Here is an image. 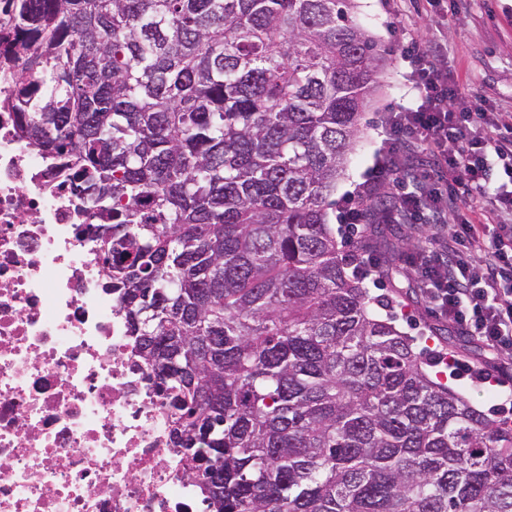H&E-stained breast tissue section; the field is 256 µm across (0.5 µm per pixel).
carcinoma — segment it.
<instances>
[{
	"label": "carcinoma",
	"instance_id": "1",
	"mask_svg": "<svg viewBox=\"0 0 512 512\" xmlns=\"http://www.w3.org/2000/svg\"><path fill=\"white\" fill-rule=\"evenodd\" d=\"M353 0H8L4 107L211 512H512V424L372 310L329 211L391 50Z\"/></svg>",
	"mask_w": 512,
	"mask_h": 512
}]
</instances>
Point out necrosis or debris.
Returning <instances> with one entry per match:
<instances>
[{"mask_svg":"<svg viewBox=\"0 0 512 512\" xmlns=\"http://www.w3.org/2000/svg\"><path fill=\"white\" fill-rule=\"evenodd\" d=\"M55 181L0 106V512H209Z\"/></svg>","mask_w":512,"mask_h":512,"instance_id":"4bbe7bcc","label":"necrosis or debris"}]
</instances>
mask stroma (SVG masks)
<instances>
[{
	"instance_id": "obj_1",
	"label": "stroma",
	"mask_w": 512,
	"mask_h": 512,
	"mask_svg": "<svg viewBox=\"0 0 512 512\" xmlns=\"http://www.w3.org/2000/svg\"><path fill=\"white\" fill-rule=\"evenodd\" d=\"M438 16L448 39L444 65L465 84H476L491 112L512 113V0H440ZM396 63L379 77L362 119L361 133L348 155L345 172L336 183V198L352 191L372 164L381 146L378 126L383 112L392 106L408 104L410 98L395 79ZM342 255L359 246L379 257L386 275L365 280L374 300L373 309L391 317L396 327L413 336L416 346L429 361L428 368L472 405L512 421V391L495 380L479 381L482 369L500 366L482 342L461 334L435 316L415 280L398 275L399 256L409 248L404 224H375L365 235L342 224L338 213H331Z\"/></svg>"
}]
</instances>
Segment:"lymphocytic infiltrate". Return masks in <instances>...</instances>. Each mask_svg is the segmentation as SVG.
I'll use <instances>...</instances> for the list:
<instances>
[{
	"instance_id": "lymphocytic-infiltrate-1",
	"label": "lymphocytic infiltrate",
	"mask_w": 512,
	"mask_h": 512,
	"mask_svg": "<svg viewBox=\"0 0 512 512\" xmlns=\"http://www.w3.org/2000/svg\"><path fill=\"white\" fill-rule=\"evenodd\" d=\"M386 7L413 103L385 112L382 146L344 198L340 219L363 223L376 191L407 179L385 221L428 234L406 255L403 269L440 319L512 360V191L503 189L512 183V118L486 111L478 90L449 76L441 65L447 42L410 39L401 0H386ZM405 149L426 156L428 171L407 176ZM463 209L470 218L462 222Z\"/></svg>"
}]
</instances>
